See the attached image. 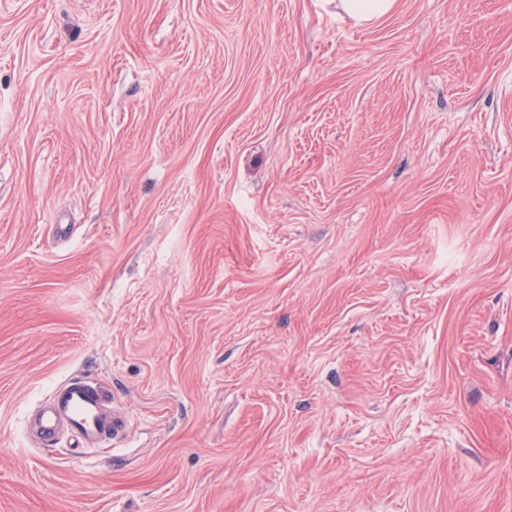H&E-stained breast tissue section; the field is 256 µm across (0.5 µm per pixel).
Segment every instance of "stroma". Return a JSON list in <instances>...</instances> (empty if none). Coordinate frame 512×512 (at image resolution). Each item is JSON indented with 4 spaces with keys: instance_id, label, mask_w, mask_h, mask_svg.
<instances>
[{
    "instance_id": "obj_1",
    "label": "stroma",
    "mask_w": 512,
    "mask_h": 512,
    "mask_svg": "<svg viewBox=\"0 0 512 512\" xmlns=\"http://www.w3.org/2000/svg\"><path fill=\"white\" fill-rule=\"evenodd\" d=\"M0 512H512V0H0ZM395 0H343L346 13L357 22L366 23L387 14ZM34 426L38 440L45 445L58 443L64 428L93 448L106 447L124 430L122 420L108 415L96 390L79 378H70L55 388L40 408Z\"/></svg>"
}]
</instances>
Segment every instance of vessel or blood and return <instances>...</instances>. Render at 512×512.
<instances>
[{"mask_svg":"<svg viewBox=\"0 0 512 512\" xmlns=\"http://www.w3.org/2000/svg\"><path fill=\"white\" fill-rule=\"evenodd\" d=\"M34 426L42 443H57L60 432L65 431L94 448L106 447L124 430L120 418L105 412L96 390L78 378L55 388L40 408Z\"/></svg>","mask_w":512,"mask_h":512,"instance_id":"1","label":"vessel or blood"}]
</instances>
